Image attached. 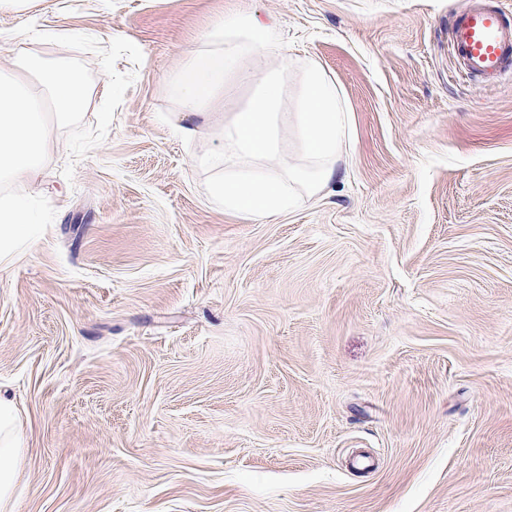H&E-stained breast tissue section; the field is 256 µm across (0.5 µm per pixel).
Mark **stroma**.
<instances>
[{"label":"stroma","instance_id":"1","mask_svg":"<svg viewBox=\"0 0 512 512\" xmlns=\"http://www.w3.org/2000/svg\"><path fill=\"white\" fill-rule=\"evenodd\" d=\"M469 0H30L7 31L123 37L105 140L55 130L24 192L55 219L0 268L12 512H512V75L459 68ZM279 18L351 114L325 197L225 212L172 78L218 14ZM73 165V179L62 170Z\"/></svg>","mask_w":512,"mask_h":512}]
</instances>
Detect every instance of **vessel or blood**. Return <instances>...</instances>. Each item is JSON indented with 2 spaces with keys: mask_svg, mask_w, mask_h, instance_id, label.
<instances>
[{
  "mask_svg": "<svg viewBox=\"0 0 512 512\" xmlns=\"http://www.w3.org/2000/svg\"><path fill=\"white\" fill-rule=\"evenodd\" d=\"M451 41L467 75L495 80L512 70V23L488 0H472L457 15Z\"/></svg>",
  "mask_w": 512,
  "mask_h": 512,
  "instance_id": "1",
  "label": "vessel or blood"
}]
</instances>
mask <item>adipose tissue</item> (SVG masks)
<instances>
[{
  "label": "adipose tissue",
  "mask_w": 512,
  "mask_h": 512,
  "mask_svg": "<svg viewBox=\"0 0 512 512\" xmlns=\"http://www.w3.org/2000/svg\"><path fill=\"white\" fill-rule=\"evenodd\" d=\"M173 82L187 119L178 132L189 142L226 90H247L217 145L190 158L215 171L209 192L225 212L269 220L335 183L350 112L314 57L289 54L275 18L253 8L216 17ZM23 438L15 403L0 395V512L9 509Z\"/></svg>",
  "instance_id": "adipose-tissue-1"
}]
</instances>
